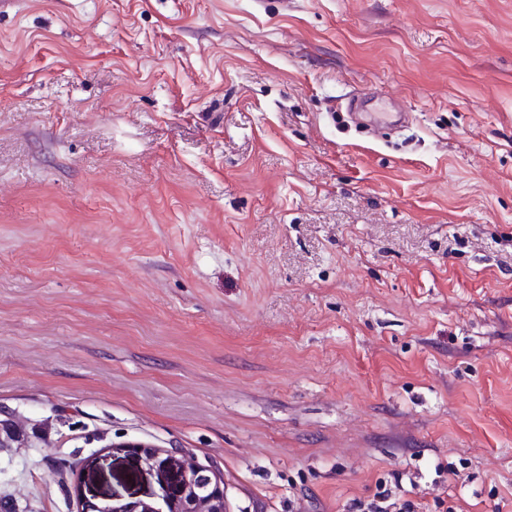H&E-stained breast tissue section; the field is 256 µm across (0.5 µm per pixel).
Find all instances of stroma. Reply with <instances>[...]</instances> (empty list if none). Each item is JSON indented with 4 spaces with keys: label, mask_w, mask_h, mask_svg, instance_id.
I'll return each instance as SVG.
<instances>
[{
    "label": "stroma",
    "mask_w": 512,
    "mask_h": 512,
    "mask_svg": "<svg viewBox=\"0 0 512 512\" xmlns=\"http://www.w3.org/2000/svg\"><path fill=\"white\" fill-rule=\"evenodd\" d=\"M16 421L11 512L161 505L175 469L121 442L215 465L227 512L398 478L415 512H512V0L0 9Z\"/></svg>",
    "instance_id": "35a3bbf8"
}]
</instances>
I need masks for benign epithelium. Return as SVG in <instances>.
Masks as SVG:
<instances>
[{
  "label": "benign epithelium",
  "mask_w": 512,
  "mask_h": 512,
  "mask_svg": "<svg viewBox=\"0 0 512 512\" xmlns=\"http://www.w3.org/2000/svg\"><path fill=\"white\" fill-rule=\"evenodd\" d=\"M125 449L127 456L141 464L158 463L173 465L179 470V482L175 493L162 495L163 506L128 503L120 506L100 505L87 497L81 487L75 488L78 512H226L224 507V480L210 465L193 459L177 461L167 455V450L154 445L118 443L111 444L108 452Z\"/></svg>",
  "instance_id": "obj_1"
}]
</instances>
